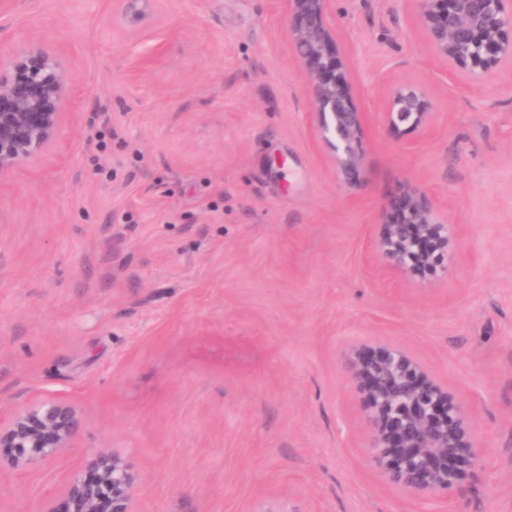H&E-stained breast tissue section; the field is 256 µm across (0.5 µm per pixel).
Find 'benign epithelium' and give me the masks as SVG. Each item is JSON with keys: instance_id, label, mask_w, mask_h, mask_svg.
Masks as SVG:
<instances>
[{"instance_id": "obj_1", "label": "benign epithelium", "mask_w": 512, "mask_h": 512, "mask_svg": "<svg viewBox=\"0 0 512 512\" xmlns=\"http://www.w3.org/2000/svg\"><path fill=\"white\" fill-rule=\"evenodd\" d=\"M332 0H285L288 38L314 104L317 135L336 177L355 180L363 163L367 113L356 102L348 60L329 21ZM419 30L435 62L461 87L482 86L512 68V0H412ZM73 87L62 60L34 37L0 71V178L38 157L59 138ZM381 121L395 132L430 134L438 111L418 82L385 92ZM453 231L430 199L412 183L386 203L376 225L373 258L387 270L421 280L436 266ZM343 363L366 422L372 470L410 498L464 490L484 455L471 426V408L408 347L382 337L350 342ZM84 427L80 410L54 397L0 417V472L48 465L72 447ZM136 477L111 451L85 455L40 512H134Z\"/></svg>"}]
</instances>
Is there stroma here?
I'll list each match as a JSON object with an SVG mask.
<instances>
[{"label": "stroma", "instance_id": "obj_1", "mask_svg": "<svg viewBox=\"0 0 512 512\" xmlns=\"http://www.w3.org/2000/svg\"><path fill=\"white\" fill-rule=\"evenodd\" d=\"M0 0V65L57 51L74 99L56 147L0 179V414L43 397L85 418L55 464L0 473L40 512L85 454L137 478L135 512H512V69L462 92L410 0H334L368 114L359 186L315 138L284 0ZM439 110L382 126L388 83ZM412 182L456 227L422 282L379 273L373 226ZM413 350L472 405L485 457L462 493L413 500L368 463L340 359Z\"/></svg>", "mask_w": 512, "mask_h": 512}]
</instances>
